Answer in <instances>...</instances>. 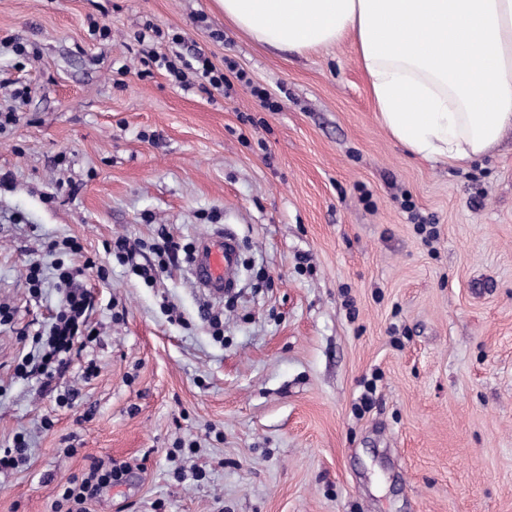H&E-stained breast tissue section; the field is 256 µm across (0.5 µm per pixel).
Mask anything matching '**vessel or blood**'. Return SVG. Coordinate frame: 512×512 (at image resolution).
<instances>
[{
    "mask_svg": "<svg viewBox=\"0 0 512 512\" xmlns=\"http://www.w3.org/2000/svg\"><path fill=\"white\" fill-rule=\"evenodd\" d=\"M240 245L233 234L200 239L190 262V275L212 299H222L237 286Z\"/></svg>",
    "mask_w": 512,
    "mask_h": 512,
    "instance_id": "b4317fda",
    "label": "vessel or blood"
}]
</instances>
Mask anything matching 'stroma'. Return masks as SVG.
<instances>
[{"label": "stroma", "instance_id": "35a3bbf8", "mask_svg": "<svg viewBox=\"0 0 512 512\" xmlns=\"http://www.w3.org/2000/svg\"><path fill=\"white\" fill-rule=\"evenodd\" d=\"M148 22L159 51L233 61L280 111L251 86L141 76ZM7 111L0 446L24 432L30 448L0 473V512H54L93 458L132 470L91 512H512L511 129L468 164L425 160L380 124L354 38L280 51L214 0H0ZM161 227L235 234L237 288L212 300L183 259L150 286L105 250ZM65 237L83 246L71 263L109 269L87 280L100 340L40 391L14 367L59 296L32 297L26 269L52 275L44 244Z\"/></svg>", "mask_w": 512, "mask_h": 512}]
</instances>
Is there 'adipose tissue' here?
I'll list each match as a JSON object with an SVG mask.
<instances>
[{"mask_svg": "<svg viewBox=\"0 0 512 512\" xmlns=\"http://www.w3.org/2000/svg\"><path fill=\"white\" fill-rule=\"evenodd\" d=\"M299 55L354 36L378 118L424 159L463 165L512 128V0H215Z\"/></svg>", "mask_w": 512, "mask_h": 512, "instance_id": "ef3b65f1", "label": "adipose tissue"}]
</instances>
